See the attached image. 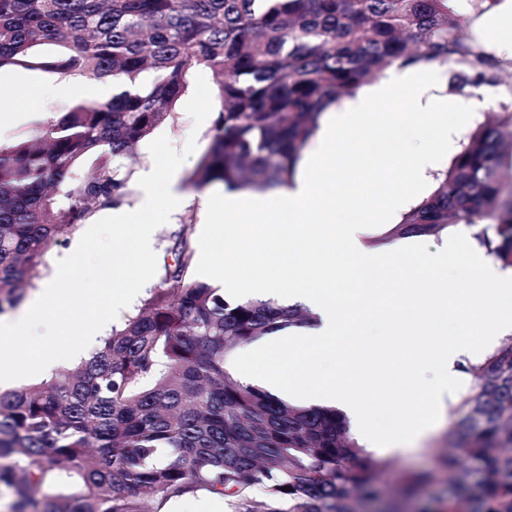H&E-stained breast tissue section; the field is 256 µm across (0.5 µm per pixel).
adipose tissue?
Masks as SVG:
<instances>
[{"instance_id":"ef3b65f1","label":"adipose tissue","mask_w":512,"mask_h":512,"mask_svg":"<svg viewBox=\"0 0 512 512\" xmlns=\"http://www.w3.org/2000/svg\"><path fill=\"white\" fill-rule=\"evenodd\" d=\"M432 63L395 67L386 77L328 108L302 169L292 183L267 193L200 197L207 222L197 251L202 278L222 282L232 300L299 304L312 327L241 351L238 378L288 400L344 411L351 433L370 450L396 455L423 437L427 414L457 400L476 362V345L495 347L512 335V271L487 260L466 236L425 248L418 236L390 250L370 249L372 224H395L432 180L448 151V128L483 107L490 88L456 105L435 99ZM106 102L110 84L28 85L24 95L0 91V123L18 121L62 93ZM373 122L383 152L357 157L355 135ZM423 146H412L416 131ZM364 202L355 221L348 203ZM298 223L273 233L282 207ZM302 349L287 372L272 368L284 342ZM382 394L393 405L394 428L375 424L368 401Z\"/></svg>"}]
</instances>
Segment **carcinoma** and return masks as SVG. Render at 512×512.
<instances>
[{
	"instance_id": "1",
	"label": "carcinoma",
	"mask_w": 512,
	"mask_h": 512,
	"mask_svg": "<svg viewBox=\"0 0 512 512\" xmlns=\"http://www.w3.org/2000/svg\"><path fill=\"white\" fill-rule=\"evenodd\" d=\"M418 61L450 65L448 89L464 96L505 84L448 0H0V68L117 85L0 145V313L65 229L125 200L116 160L165 122L197 68L217 78V116L189 183L264 192L293 178L329 107ZM494 112L392 236L464 224L512 268V100ZM170 251L159 288L88 360L0 391V485L17 512H163L190 493L232 512H392L379 489L390 463L342 411L292 404L229 368L238 349L308 325V311L228 301L193 276L183 235ZM464 370L472 385L438 461L452 493L434 512H512V341ZM431 479L410 475L404 490Z\"/></svg>"
}]
</instances>
